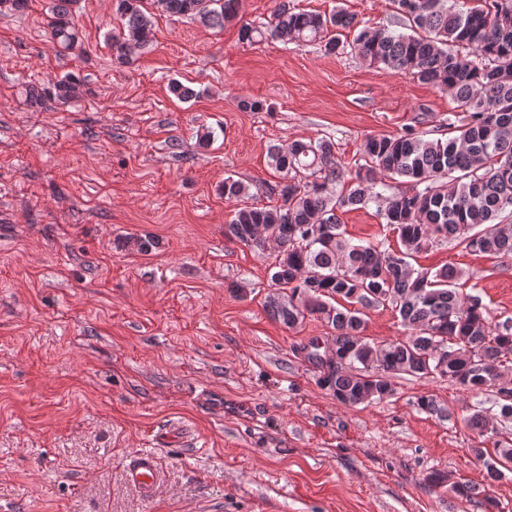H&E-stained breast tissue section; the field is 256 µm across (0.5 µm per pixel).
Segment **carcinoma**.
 Returning a JSON list of instances; mask_svg holds the SVG:
<instances>
[{"mask_svg": "<svg viewBox=\"0 0 512 512\" xmlns=\"http://www.w3.org/2000/svg\"><path fill=\"white\" fill-rule=\"evenodd\" d=\"M79 0H53L50 38L73 50L80 44L73 6ZM145 0H116L119 28L107 43L122 63L146 51L153 42ZM162 10L211 27L236 19L241 0H152ZM391 0L395 28H357L355 17L337 7L329 14L297 10L275 0L268 22H244L240 39L267 35L287 44H317L327 55L350 49L369 65L409 72L420 82L450 94L460 108L448 120V137L427 139L408 129L399 135H369L361 144L354 184L336 191L341 176L334 142L327 138L294 141L269 152L282 182L273 188L279 204L234 209L224 235L256 250L265 244L257 228L267 230L279 247L270 279L288 291L269 298L270 315L293 328L308 315L332 326L328 363L310 351L308 361L323 369L321 384L336 400L355 406L393 394L387 376L405 373L446 378L478 396L496 389L494 404L504 419L512 417V387L504 381L512 355V326L492 323L477 295L458 288L462 272L452 265L435 272L418 270L410 259L443 241L468 253L512 256V0ZM353 34L347 38L344 31ZM31 99H73L72 79L54 88L30 84ZM236 201L245 185L231 177L221 188ZM375 205L401 242L395 250L384 241L353 244L345 237L340 214ZM343 299L347 305L337 303ZM390 304L406 328V338L375 344L360 337L363 310ZM418 408L443 420L449 412L431 396ZM467 424L480 433L488 428L484 411ZM485 461L483 490L497 509L493 487L512 469V448L499 447ZM468 500L473 487L450 481L447 473L428 476Z\"/></svg>", "mask_w": 512, "mask_h": 512, "instance_id": "carcinoma-1", "label": "carcinoma"}]
</instances>
